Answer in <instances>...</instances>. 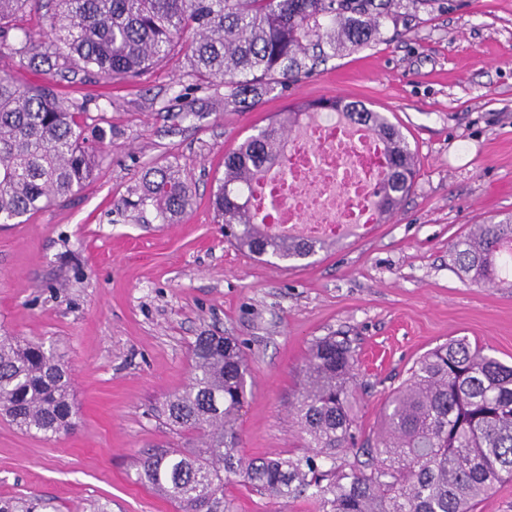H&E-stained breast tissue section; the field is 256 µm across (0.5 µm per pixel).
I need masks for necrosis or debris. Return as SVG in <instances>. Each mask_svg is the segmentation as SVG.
Listing matches in <instances>:
<instances>
[{
    "label": "necrosis or debris",
    "instance_id": "4bbe7bcc",
    "mask_svg": "<svg viewBox=\"0 0 512 512\" xmlns=\"http://www.w3.org/2000/svg\"><path fill=\"white\" fill-rule=\"evenodd\" d=\"M383 156V143L366 127L318 113L289 138L286 177L253 186L252 209L279 230L309 237L334 236L349 224L368 228L377 219Z\"/></svg>",
    "mask_w": 512,
    "mask_h": 512
}]
</instances>
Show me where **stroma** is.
Masks as SVG:
<instances>
[{
  "instance_id": "35a3bbf8",
  "label": "stroma",
  "mask_w": 512,
  "mask_h": 512,
  "mask_svg": "<svg viewBox=\"0 0 512 512\" xmlns=\"http://www.w3.org/2000/svg\"><path fill=\"white\" fill-rule=\"evenodd\" d=\"M56 83L63 97L89 99L85 134L107 129L104 161L76 195L0 226V333L55 348L78 419L49 439L0 420V497L46 498L57 512H174L138 482L136 460L184 446L155 408L186 382L204 329L243 345L253 384L238 429L255 457L304 455L285 398L315 338L339 332L358 350L363 440L436 345L464 337L512 365V287L462 277L448 257L472 225L512 216V0L398 9L383 40L245 112L225 104L223 81L195 86L174 61L131 84ZM334 96L406 135L417 175L402 206L289 265L225 243L211 205L225 153L288 102ZM170 165L191 182L186 213L164 223L152 207H125ZM228 491L235 512H311L302 497Z\"/></svg>"
}]
</instances>
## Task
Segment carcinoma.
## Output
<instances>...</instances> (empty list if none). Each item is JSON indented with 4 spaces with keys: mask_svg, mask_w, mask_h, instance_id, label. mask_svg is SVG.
<instances>
[{
    "mask_svg": "<svg viewBox=\"0 0 512 512\" xmlns=\"http://www.w3.org/2000/svg\"><path fill=\"white\" fill-rule=\"evenodd\" d=\"M402 0H0V52L15 67L56 76L131 83L173 58L187 33L189 75L220 79L225 102L250 108L259 95L312 76L341 53L378 41ZM38 14V37L19 21ZM88 103L67 102L50 82L24 84L0 67V224L80 190L103 161L84 136ZM319 112L369 128L386 148L373 206L377 223L395 212L412 186L414 154L384 114L343 97L290 103L224 155L213 192L224 241L255 258L302 260L332 239L282 237L256 221L251 184L282 166L287 137ZM131 207L152 205L162 222L183 213L192 196L187 175L157 168ZM512 218L477 224L450 248L451 265L475 282L506 280ZM189 381L168 395L158 416L190 448L157 447L137 460L138 480L177 512H234L232 477L275 500L303 496L313 512H474L477 501L512 478V365L487 346L451 339L428 350L388 398L374 443L358 447L353 404L357 356L346 336L311 343L287 398L292 421L312 454L249 458L240 451L238 419L249 364L233 336L203 332L191 345ZM64 363L42 343L0 336V416L20 430L55 437L77 411ZM346 450L365 460L322 470L318 457ZM41 498H0V512H48Z\"/></svg>",
    "mask_w": 512,
    "mask_h": 512,
    "instance_id": "cac0c4a2",
    "label": "carcinoma"
}]
</instances>
